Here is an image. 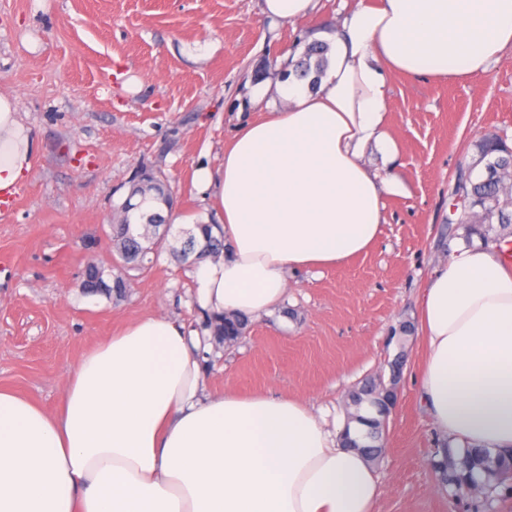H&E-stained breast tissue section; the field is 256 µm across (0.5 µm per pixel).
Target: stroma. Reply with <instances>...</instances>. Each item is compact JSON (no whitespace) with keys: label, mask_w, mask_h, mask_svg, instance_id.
<instances>
[{"label":"stroma","mask_w":512,"mask_h":512,"mask_svg":"<svg viewBox=\"0 0 512 512\" xmlns=\"http://www.w3.org/2000/svg\"><path fill=\"white\" fill-rule=\"evenodd\" d=\"M354 3L319 0L308 18L273 23L262 0H0V96L17 101L36 139L31 175L0 221L1 388L54 412L69 373L128 323L163 315L201 327L193 268L173 257L186 241L178 229L149 269L125 271L122 296L84 294V265L94 257L115 273L110 225L139 168L168 179L174 216L213 217L194 171L223 164L242 121L283 107L286 54L335 31ZM386 106L400 152L388 165L374 150L365 161L404 190L386 196L380 237L343 266L288 273L276 311L250 318L236 343L214 345L206 384L344 418L359 382L389 378L402 357L399 405L373 466L374 512H512V498L479 503L442 483L434 455L446 441L413 378L426 352L422 288L474 243L448 221L458 173L477 164L484 137L512 146V50L463 80L393 75Z\"/></svg>","instance_id":"35a3bbf8"}]
</instances>
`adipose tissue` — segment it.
<instances>
[{"label": "adipose tissue", "instance_id": "1", "mask_svg": "<svg viewBox=\"0 0 512 512\" xmlns=\"http://www.w3.org/2000/svg\"><path fill=\"white\" fill-rule=\"evenodd\" d=\"M329 46L317 86L288 78L284 107L244 122L219 172L194 174L226 247L195 271L208 313L267 314L289 271L374 244L401 188L364 161L373 147L399 153L390 76L486 73L512 48V0H359ZM34 149L0 96V196L29 176ZM419 322L420 400L440 435L512 451V258L495 244L455 250L432 271ZM209 351L200 331L145 316L82 359L58 413L0 389V512H373L380 484L339 431L294 398L212 393Z\"/></svg>", "mask_w": 512, "mask_h": 512}]
</instances>
